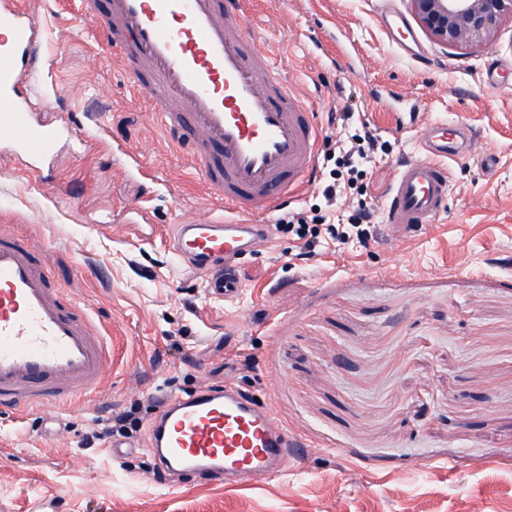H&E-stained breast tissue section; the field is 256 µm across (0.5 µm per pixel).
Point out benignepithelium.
<instances>
[{
    "instance_id": "7a95c632",
    "label": "benign epithelium",
    "mask_w": 512,
    "mask_h": 512,
    "mask_svg": "<svg viewBox=\"0 0 512 512\" xmlns=\"http://www.w3.org/2000/svg\"><path fill=\"white\" fill-rule=\"evenodd\" d=\"M420 28L436 44L466 54L493 42L512 22V0H406Z\"/></svg>"
}]
</instances>
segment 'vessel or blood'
<instances>
[{"instance_id":"1","label":"vessel or blood","mask_w":512,"mask_h":512,"mask_svg":"<svg viewBox=\"0 0 512 512\" xmlns=\"http://www.w3.org/2000/svg\"><path fill=\"white\" fill-rule=\"evenodd\" d=\"M244 0H80L103 23L106 47L127 64L131 88L157 112L174 142L198 163L224 215L178 224L172 250L206 292L234 301L241 256L269 238L263 220L296 203L315 177L321 130L253 37L236 27ZM43 30L30 0H0V141L35 178L52 175L70 122L45 113L38 88ZM466 124L433 122L417 135L389 185L387 223L409 229L447 209L451 167L465 159ZM112 349L84 307L63 300L24 239L0 227V405L24 414L88 393ZM299 440L271 408L240 391L204 385L164 394L144 449L160 473L213 484L287 471Z\"/></svg>"}]
</instances>
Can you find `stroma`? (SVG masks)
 <instances>
[{
  "instance_id": "stroma-1",
  "label": "stroma",
  "mask_w": 512,
  "mask_h": 512,
  "mask_svg": "<svg viewBox=\"0 0 512 512\" xmlns=\"http://www.w3.org/2000/svg\"><path fill=\"white\" fill-rule=\"evenodd\" d=\"M77 5L34 9L50 105L82 124L83 141L43 181L0 156V226L111 336L112 364L74 400L20 420L0 408V512H512V24L469 55L413 28L419 61L401 53L378 0H249L239 29L323 135L344 137L327 116L349 107L386 143L337 213L382 212L396 165L438 118L464 121L475 139L452 167L446 214L419 231L380 219L367 245L302 259L268 217L273 245L241 259L246 286L229 303L174 271L159 233L221 208ZM495 60L506 69L493 88ZM400 107L412 115L398 135ZM222 383L268 403L303 440L287 473L232 484L175 474L162 485L144 432L119 459L111 440L85 444L130 401L144 424L158 394Z\"/></svg>"
}]
</instances>
